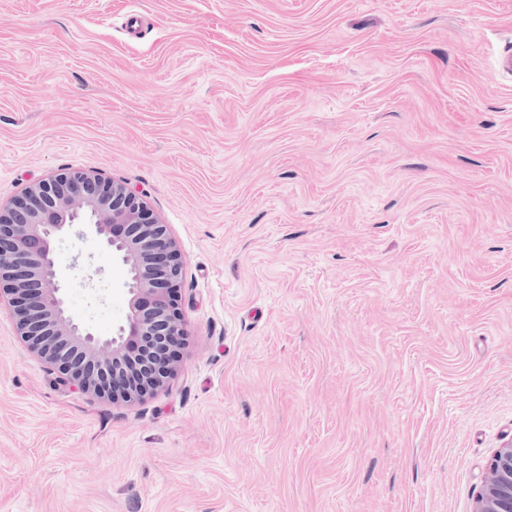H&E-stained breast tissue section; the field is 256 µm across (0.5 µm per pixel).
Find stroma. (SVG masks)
Segmentation results:
<instances>
[{"label":"stroma","instance_id":"35a3bbf8","mask_svg":"<svg viewBox=\"0 0 512 512\" xmlns=\"http://www.w3.org/2000/svg\"><path fill=\"white\" fill-rule=\"evenodd\" d=\"M512 0H0V203L78 170L177 241L130 406L0 306V512H472L512 438ZM110 336L124 268L55 246Z\"/></svg>","mask_w":512,"mask_h":512}]
</instances>
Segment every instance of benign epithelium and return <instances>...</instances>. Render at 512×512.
Instances as JSON below:
<instances>
[{
  "label": "benign epithelium",
  "instance_id": "1",
  "mask_svg": "<svg viewBox=\"0 0 512 512\" xmlns=\"http://www.w3.org/2000/svg\"><path fill=\"white\" fill-rule=\"evenodd\" d=\"M85 224L127 269L125 325L109 338L74 322L58 286L56 239ZM182 269L166 225L123 182L62 172L0 204V301L28 353L91 397L132 405L167 386L186 336ZM473 512H512V440L491 453Z\"/></svg>",
  "mask_w": 512,
  "mask_h": 512
}]
</instances>
